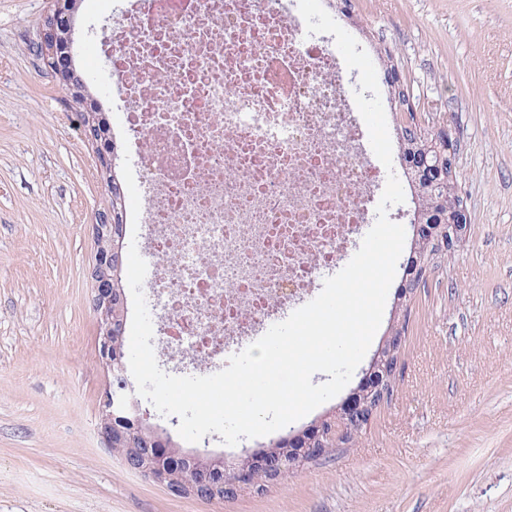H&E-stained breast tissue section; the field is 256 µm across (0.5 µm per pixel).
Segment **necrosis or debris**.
<instances>
[{"instance_id": "1", "label": "necrosis or debris", "mask_w": 512, "mask_h": 512, "mask_svg": "<svg viewBox=\"0 0 512 512\" xmlns=\"http://www.w3.org/2000/svg\"><path fill=\"white\" fill-rule=\"evenodd\" d=\"M293 0H132L105 36L167 258L162 343L216 373L345 256L377 205L335 46Z\"/></svg>"}]
</instances>
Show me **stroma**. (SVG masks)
Here are the masks:
<instances>
[{
  "label": "stroma",
  "mask_w": 512,
  "mask_h": 512,
  "mask_svg": "<svg viewBox=\"0 0 512 512\" xmlns=\"http://www.w3.org/2000/svg\"><path fill=\"white\" fill-rule=\"evenodd\" d=\"M343 27L412 109L389 128L455 130L471 224L407 308L393 396L351 443L263 491L176 496L99 436L108 381L93 226L108 178L38 30L53 0H0V512H512V0H351ZM122 0H77L73 54L112 101L99 44Z\"/></svg>",
  "instance_id": "stroma-1"
}]
</instances>
